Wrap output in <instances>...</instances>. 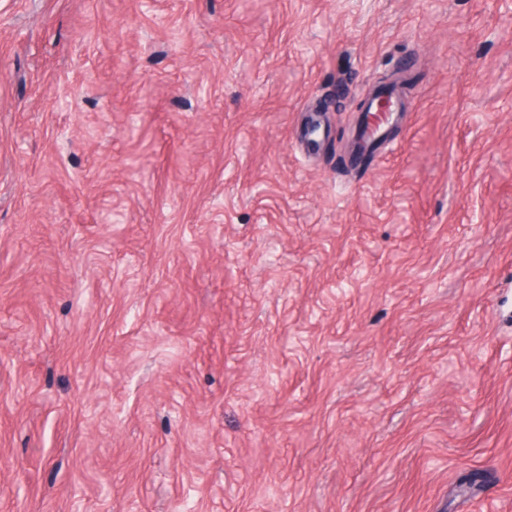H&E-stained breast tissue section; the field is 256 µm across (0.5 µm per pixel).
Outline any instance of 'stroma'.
<instances>
[{
    "label": "stroma",
    "mask_w": 512,
    "mask_h": 512,
    "mask_svg": "<svg viewBox=\"0 0 512 512\" xmlns=\"http://www.w3.org/2000/svg\"><path fill=\"white\" fill-rule=\"evenodd\" d=\"M0 512H512V0H0ZM388 129L381 126L374 130H364L360 123L358 127V159H365L366 155L371 151L374 154H380L383 147L387 143Z\"/></svg>",
    "instance_id": "1"
}]
</instances>
